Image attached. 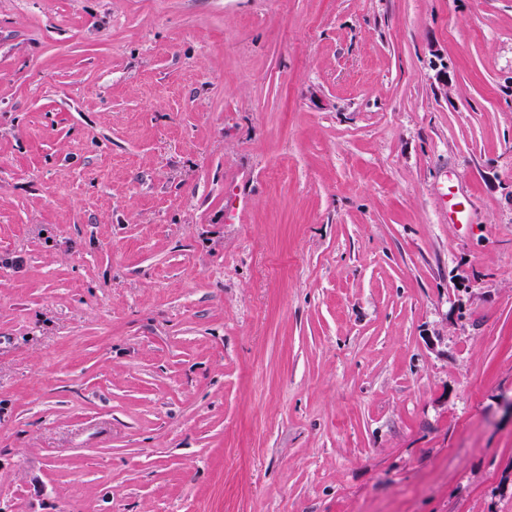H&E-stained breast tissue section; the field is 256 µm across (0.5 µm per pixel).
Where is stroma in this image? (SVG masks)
Returning <instances> with one entry per match:
<instances>
[{"label": "stroma", "mask_w": 512, "mask_h": 512, "mask_svg": "<svg viewBox=\"0 0 512 512\" xmlns=\"http://www.w3.org/2000/svg\"><path fill=\"white\" fill-rule=\"evenodd\" d=\"M512 0H0V505L512 512Z\"/></svg>", "instance_id": "stroma-1"}]
</instances>
